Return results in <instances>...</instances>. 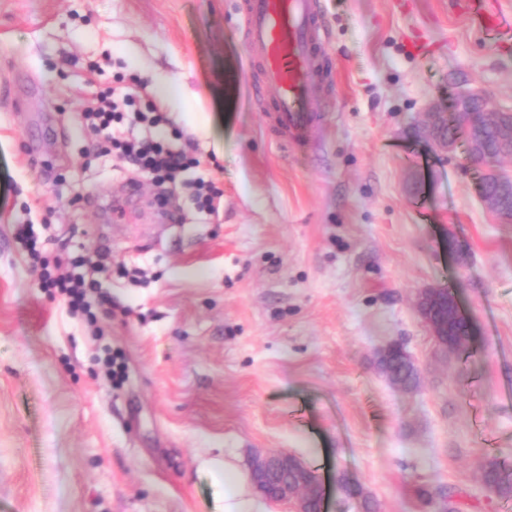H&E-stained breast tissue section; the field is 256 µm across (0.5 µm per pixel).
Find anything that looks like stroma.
<instances>
[{
	"instance_id": "35a3bbf8",
	"label": "stroma",
	"mask_w": 512,
	"mask_h": 512,
	"mask_svg": "<svg viewBox=\"0 0 512 512\" xmlns=\"http://www.w3.org/2000/svg\"><path fill=\"white\" fill-rule=\"evenodd\" d=\"M242 0H0V512H222L208 464L272 450L309 466L323 512H512L481 482L512 462V223L481 166L422 134L480 88L512 108V32L455 0H323L320 119L284 146L256 105ZM161 102L220 189L167 220L148 179L76 114L122 85ZM43 257L93 255L90 327L39 288ZM445 288L471 323L442 352L417 302ZM400 343L417 389L389 382ZM120 356L124 377L104 373Z\"/></svg>"
}]
</instances>
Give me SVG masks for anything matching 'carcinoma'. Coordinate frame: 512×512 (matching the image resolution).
<instances>
[{"label":"carcinoma","instance_id":"cac0c4a2","mask_svg":"<svg viewBox=\"0 0 512 512\" xmlns=\"http://www.w3.org/2000/svg\"><path fill=\"white\" fill-rule=\"evenodd\" d=\"M448 137L456 140L461 134L466 135L467 142L477 156L479 163L486 168L481 176V194L490 204L492 211L500 219L512 221V180L497 169L500 158L512 154V115L501 114L490 126L474 130L465 125L464 119L448 118V127L444 129ZM436 315L448 320L446 333L448 344L458 347L470 335L469 326L455 318L452 309L453 296L444 289L437 290ZM382 371L395 385L407 390H414L419 384L416 366L406 355H398L379 360ZM483 479L490 489L502 496L512 495V464L498 459H491L483 466Z\"/></svg>","mask_w":512,"mask_h":512}]
</instances>
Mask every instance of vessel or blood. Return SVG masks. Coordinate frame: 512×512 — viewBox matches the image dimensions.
<instances>
[{
  "instance_id": "vessel-or-blood-1",
  "label": "vessel or blood",
  "mask_w": 512,
  "mask_h": 512,
  "mask_svg": "<svg viewBox=\"0 0 512 512\" xmlns=\"http://www.w3.org/2000/svg\"><path fill=\"white\" fill-rule=\"evenodd\" d=\"M322 0H243L244 45L272 90L269 111L280 142L305 138L315 125L313 65L325 51Z\"/></svg>"
}]
</instances>
